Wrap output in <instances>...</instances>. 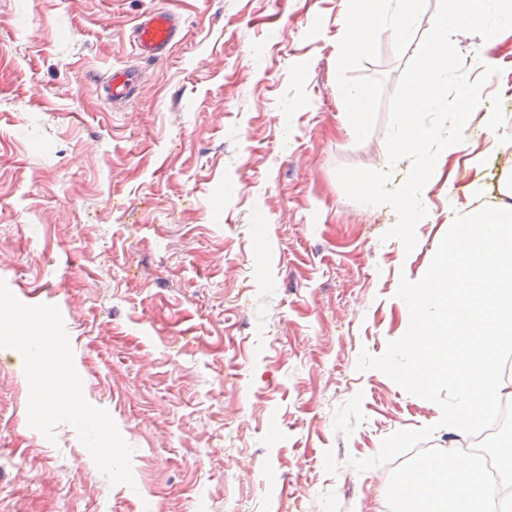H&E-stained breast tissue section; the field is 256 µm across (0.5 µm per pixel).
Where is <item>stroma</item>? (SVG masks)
Here are the masks:
<instances>
[{
    "mask_svg": "<svg viewBox=\"0 0 512 512\" xmlns=\"http://www.w3.org/2000/svg\"><path fill=\"white\" fill-rule=\"evenodd\" d=\"M348 2L0 0V279L59 308L134 477L111 484L70 425L31 428L23 357L0 348V512H389L392 466L349 458L430 425V446L460 445L436 404L357 362L402 336L400 280L455 216L512 206V150L482 119L512 87V30L408 252L385 237L393 209L349 199L336 169L386 168L388 99L439 0L358 56L339 50ZM159 8L184 37L149 62L129 30ZM128 66L141 89L112 106L98 82ZM346 85L369 92L359 138Z\"/></svg>",
    "mask_w": 512,
    "mask_h": 512,
    "instance_id": "35a3bbf8",
    "label": "stroma"
}]
</instances>
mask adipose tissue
Here are the masks:
<instances>
[{
    "mask_svg": "<svg viewBox=\"0 0 512 512\" xmlns=\"http://www.w3.org/2000/svg\"><path fill=\"white\" fill-rule=\"evenodd\" d=\"M420 7V0H350L341 20L343 48L351 55L367 52L379 26L405 33Z\"/></svg>",
    "mask_w": 512,
    "mask_h": 512,
    "instance_id": "obj_1",
    "label": "adipose tissue"
}]
</instances>
